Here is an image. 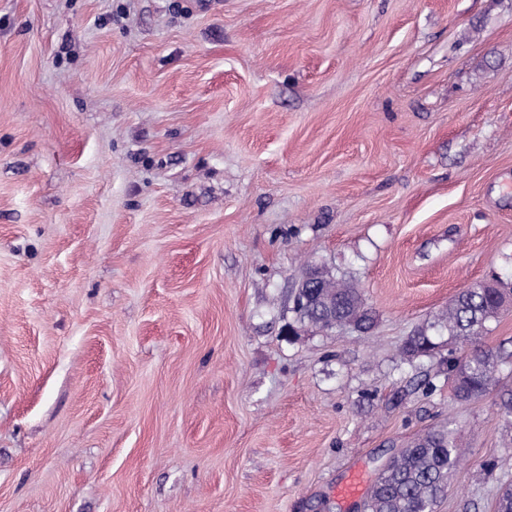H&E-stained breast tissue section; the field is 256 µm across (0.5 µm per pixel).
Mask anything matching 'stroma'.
I'll return each instance as SVG.
<instances>
[{
    "mask_svg": "<svg viewBox=\"0 0 512 512\" xmlns=\"http://www.w3.org/2000/svg\"><path fill=\"white\" fill-rule=\"evenodd\" d=\"M321 265L373 331L297 323ZM494 275L512 0H0V512H361L445 424L494 512L497 395L397 357Z\"/></svg>",
    "mask_w": 512,
    "mask_h": 512,
    "instance_id": "stroma-1",
    "label": "stroma"
}]
</instances>
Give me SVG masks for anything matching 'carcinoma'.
Segmentation results:
<instances>
[{
  "label": "carcinoma",
  "instance_id": "carcinoma-1",
  "mask_svg": "<svg viewBox=\"0 0 512 512\" xmlns=\"http://www.w3.org/2000/svg\"><path fill=\"white\" fill-rule=\"evenodd\" d=\"M316 287L299 288L294 312L300 323L321 331L351 326L367 333L375 314L360 290L327 267L313 268ZM512 299V289L494 278L461 291L434 323L416 330L399 346L400 361L413 365L421 357L438 355L439 344L428 334L434 328L448 332L458 349L439 359L453 398L458 402L481 399L500 392L497 416L512 432V390L500 389L507 363L499 350L486 349L480 339L486 324L498 317ZM454 430L435 427L394 454L381 469L365 502V512H435L448 492V476L466 457Z\"/></svg>",
  "mask_w": 512,
  "mask_h": 512
}]
</instances>
